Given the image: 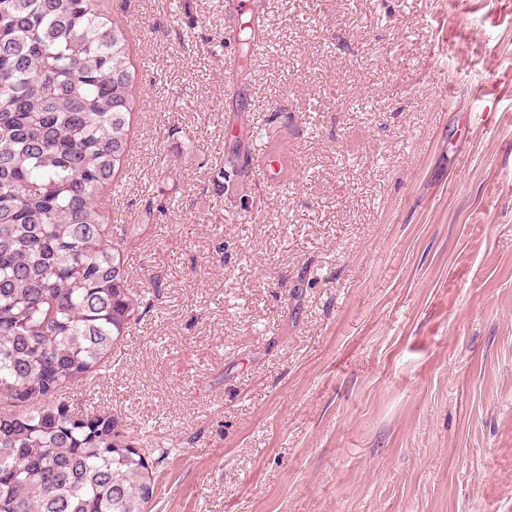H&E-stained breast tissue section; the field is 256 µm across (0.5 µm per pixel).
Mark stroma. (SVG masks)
<instances>
[{
  "mask_svg": "<svg viewBox=\"0 0 512 512\" xmlns=\"http://www.w3.org/2000/svg\"><path fill=\"white\" fill-rule=\"evenodd\" d=\"M101 2L137 95L102 210L173 202L69 396L145 454L148 512H512V0H266L218 54L227 0ZM254 162L256 169L267 181H275L278 179V165H280V159L278 156L270 153L266 146L260 150L255 149Z\"/></svg>",
  "mask_w": 512,
  "mask_h": 512,
  "instance_id": "stroma-1",
  "label": "stroma"
}]
</instances>
